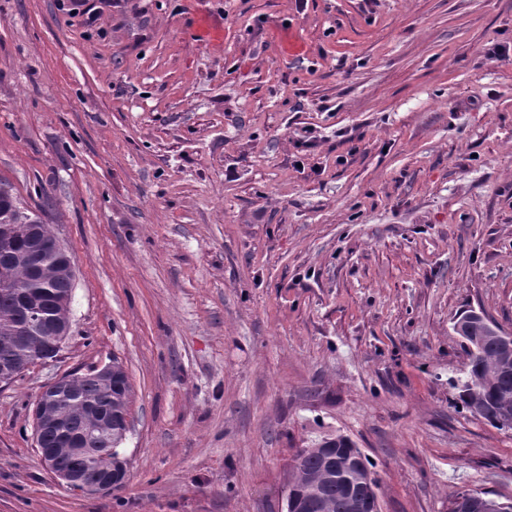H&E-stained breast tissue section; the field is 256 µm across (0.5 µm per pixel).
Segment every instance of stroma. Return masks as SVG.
<instances>
[{
	"label": "stroma",
	"mask_w": 512,
	"mask_h": 512,
	"mask_svg": "<svg viewBox=\"0 0 512 512\" xmlns=\"http://www.w3.org/2000/svg\"><path fill=\"white\" fill-rule=\"evenodd\" d=\"M0 0V178L76 269L53 358L0 387V512H286L321 437L379 512L512 499L453 322L512 332V0ZM296 33L310 54L281 53ZM129 378L122 488L41 462L43 387ZM198 4V7L190 13L189 22L186 26V34L196 42L205 46L215 48L224 42L223 23L208 12L200 0H191Z\"/></svg>",
	"instance_id": "35a3bbf8"
}]
</instances>
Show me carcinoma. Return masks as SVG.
<instances>
[{"mask_svg": "<svg viewBox=\"0 0 512 512\" xmlns=\"http://www.w3.org/2000/svg\"><path fill=\"white\" fill-rule=\"evenodd\" d=\"M50 233L39 215L21 206L13 186L0 179V364L21 361L33 353L49 351L59 317L70 311L74 285L64 272L65 259L43 251L41 240ZM41 308L48 328L40 336L23 331L33 308ZM469 314L454 324L464 340L468 362L463 377L454 382L458 400L471 414L493 424L512 418V359H504L500 337L472 335L465 330ZM131 387L122 364L112 362V385L96 378L74 384V397L60 402L57 414L65 429L83 441L74 452L60 450L58 431L44 429L39 440L42 463L53 470L76 471L87 482L101 471L114 468L127 475L126 458L119 447L125 439ZM360 456L343 436L326 437L294 458L288 483L287 512H301L309 499L311 512H354L350 488L336 480V470Z\"/></svg>", "mask_w": 512, "mask_h": 512, "instance_id": "1", "label": "carcinoma"}]
</instances>
